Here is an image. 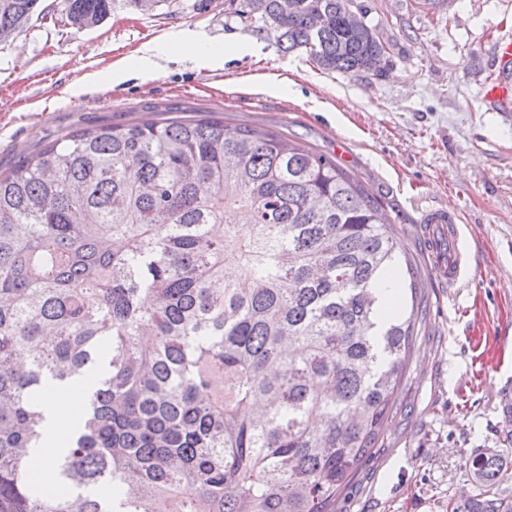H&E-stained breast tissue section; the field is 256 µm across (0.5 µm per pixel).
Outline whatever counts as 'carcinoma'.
Returning a JSON list of instances; mask_svg holds the SVG:
<instances>
[{
	"label": "carcinoma",
	"instance_id": "obj_1",
	"mask_svg": "<svg viewBox=\"0 0 512 512\" xmlns=\"http://www.w3.org/2000/svg\"><path fill=\"white\" fill-rule=\"evenodd\" d=\"M39 0H0L17 30ZM82 27L115 0H61ZM352 0L235 13L323 70L380 67ZM395 226L282 133L172 116L79 131L0 173V512H329L373 448L420 304L382 318ZM79 384L52 456L41 388ZM448 512H512V448L465 458Z\"/></svg>",
	"mask_w": 512,
	"mask_h": 512
}]
</instances>
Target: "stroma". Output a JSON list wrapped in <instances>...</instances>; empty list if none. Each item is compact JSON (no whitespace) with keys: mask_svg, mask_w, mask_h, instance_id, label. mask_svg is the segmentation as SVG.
<instances>
[{"mask_svg":"<svg viewBox=\"0 0 512 512\" xmlns=\"http://www.w3.org/2000/svg\"><path fill=\"white\" fill-rule=\"evenodd\" d=\"M228 5L119 4L80 29L41 0L47 19L0 43V172L69 133L168 115L280 132L335 158L396 225V275L418 284L423 312L375 445L331 512H445L471 489L466 454L506 447L512 416V115L483 99L505 69L495 45L512 36V0H355L390 50L379 71L351 74L280 52ZM184 38L213 58L174 56ZM161 45L171 57L137 74ZM118 62L129 72L116 83ZM448 206L470 260L452 288L418 222Z\"/></svg>","mask_w":512,"mask_h":512,"instance_id":"obj_1","label":"stroma"}]
</instances>
